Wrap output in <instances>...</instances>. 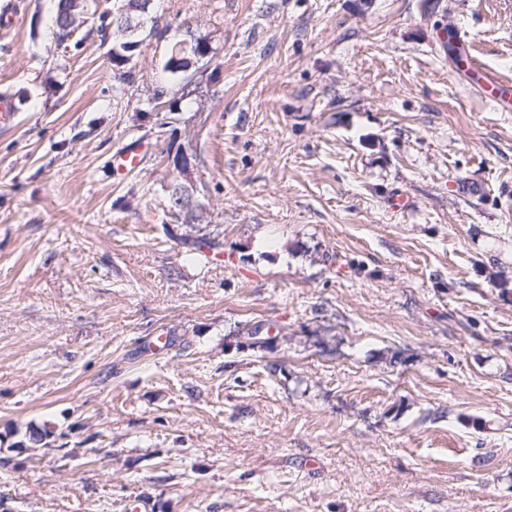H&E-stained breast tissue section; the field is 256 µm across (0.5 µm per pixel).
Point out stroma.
<instances>
[{"label": "stroma", "mask_w": 512, "mask_h": 512, "mask_svg": "<svg viewBox=\"0 0 512 512\" xmlns=\"http://www.w3.org/2000/svg\"><path fill=\"white\" fill-rule=\"evenodd\" d=\"M9 9L5 512H512V111L443 43L512 85V0H155L130 85L97 19L61 43L53 0ZM173 55L170 62V65L177 69L180 72H175L174 70L169 68V59L166 63L165 69L167 72L171 74V76L175 79H177L180 84L182 85L181 89L183 90L182 96H188L191 92L186 91L185 84H182L183 82V74L181 72H184L185 74H188L191 69L194 67L196 70L195 72L190 75L189 79L192 80V77L194 78L195 74L197 73V70L200 69L198 67V62L201 61L203 58L206 57V55H202L199 50L196 48L194 44H190L188 41H181L175 44L173 49ZM190 53V55H188ZM188 61L189 66L187 68H183L181 65L183 62ZM186 92V93H185ZM169 211L186 224H200L203 216L192 207L189 197H183L179 188H175L169 198Z\"/></svg>", "instance_id": "35a3bbf8"}]
</instances>
